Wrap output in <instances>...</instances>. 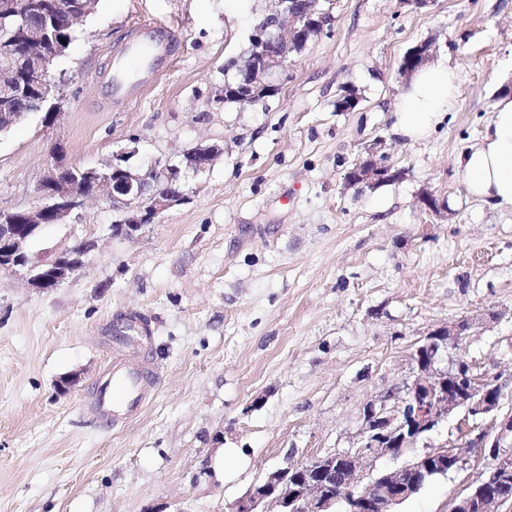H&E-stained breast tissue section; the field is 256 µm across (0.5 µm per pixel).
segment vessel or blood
Returning a JSON list of instances; mask_svg holds the SVG:
<instances>
[{"instance_id":"b4317fda","label":"vessel or blood","mask_w":512,"mask_h":512,"mask_svg":"<svg viewBox=\"0 0 512 512\" xmlns=\"http://www.w3.org/2000/svg\"><path fill=\"white\" fill-rule=\"evenodd\" d=\"M153 38L148 46L132 50V57L145 59L151 55L166 54L171 44L178 39L176 31L168 24H151ZM130 345L141 343L150 336L146 321L138 315H126L119 322ZM156 384V371L152 364L143 360H114L104 376L97 382L93 409L96 414L121 423L135 415L143 407L149 393Z\"/></svg>"}]
</instances>
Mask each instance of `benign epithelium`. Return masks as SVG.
<instances>
[{"label":"benign epithelium","mask_w":512,"mask_h":512,"mask_svg":"<svg viewBox=\"0 0 512 512\" xmlns=\"http://www.w3.org/2000/svg\"><path fill=\"white\" fill-rule=\"evenodd\" d=\"M30 12V0H0V16L13 18L18 26L16 40L0 43L1 131L28 114L26 109L7 108L22 87L34 92L41 105L54 96L50 71L65 52L63 43L29 20ZM322 17L314 0H296L278 12L273 25L255 28V50L249 64L256 75L254 86L273 87L274 75L288 65L291 41ZM213 158L214 151L199 144L182 150L179 163L156 161L137 175L121 168L120 163L129 159L122 151L114 155L112 171H89L95 181L91 191L76 174L57 177L61 165H51L39 185L37 207L0 206V269L25 268L30 287H57L83 265L92 242L79 244L75 252L66 249L34 262L27 243L42 227L59 224L88 200L102 197L123 211L116 231L132 238L163 211L187 199L181 188L182 169L202 172ZM402 174L373 152L368 165L350 170L346 181L350 186L373 185ZM471 327L470 321L463 319L427 334L412 354L411 372L402 390L364 406L360 448L327 452L278 469L232 504L229 512H270L271 504L276 512H337L339 504L344 512H394L397 505L420 491L426 476L461 471L468 459L451 446L426 451L392 471H375L376 461L402 457L450 417L457 418L459 432L474 434L469 446L488 449L490 461L479 480L449 501L448 512H502L512 507V413L503 412L507 384L485 378L469 361L463 364L458 360L445 370L436 367L440 351L461 346ZM365 475L369 481L359 484Z\"/></svg>","instance_id":"1"}]
</instances>
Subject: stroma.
<instances>
[{"label":"stroma","mask_w":512,"mask_h":512,"mask_svg":"<svg viewBox=\"0 0 512 512\" xmlns=\"http://www.w3.org/2000/svg\"><path fill=\"white\" fill-rule=\"evenodd\" d=\"M270 0H98L52 70L54 126L29 113L0 135V206L30 209L48 166L106 169L133 151L146 166L198 144L216 157L189 174L188 202L136 238L114 232L110 202L88 201L27 245L42 260L94 250L39 291L0 271V512H228L287 464L359 448L364 405L401 386L410 354L468 318L463 347L512 378V209L470 196L456 159L512 92V0H332V31L291 54L268 112L216 105L224 62L241 54ZM176 28L151 60L155 84L116 105L125 46L150 23ZM459 76L427 140L392 132L405 51ZM359 102L339 112L341 87ZM379 148L402 177L371 189L346 175ZM443 200L436 216L425 193ZM139 313L160 379L123 426L95 417V382L118 356L112 328ZM74 378L68 390L59 382ZM464 449L465 470L430 480L399 512H448L485 461L455 420L417 452ZM223 470H216V459Z\"/></svg>","instance_id":"stroma-1"}]
</instances>
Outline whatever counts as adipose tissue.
Returning a JSON list of instances; mask_svg holds the SVG:
<instances>
[{
    "label": "adipose tissue",
    "instance_id": "1",
    "mask_svg": "<svg viewBox=\"0 0 512 512\" xmlns=\"http://www.w3.org/2000/svg\"><path fill=\"white\" fill-rule=\"evenodd\" d=\"M456 73L444 64L419 69L402 96L394 133L406 141L428 137L453 107ZM457 170L472 196L512 208V96L502 97L478 143L460 154Z\"/></svg>",
    "mask_w": 512,
    "mask_h": 512
}]
</instances>
